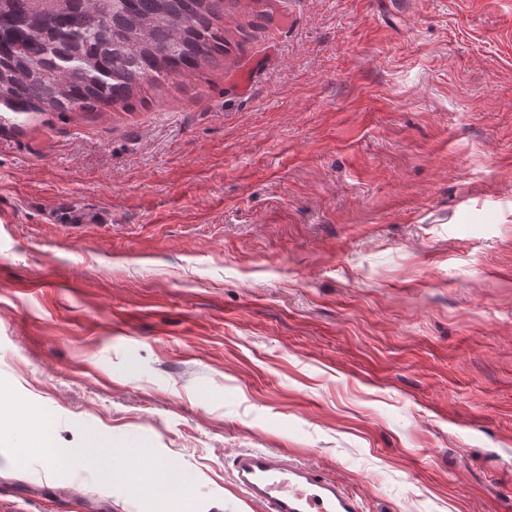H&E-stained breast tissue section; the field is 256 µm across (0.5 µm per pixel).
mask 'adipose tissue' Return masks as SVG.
Masks as SVG:
<instances>
[{"label":"adipose tissue","mask_w":512,"mask_h":512,"mask_svg":"<svg viewBox=\"0 0 512 512\" xmlns=\"http://www.w3.org/2000/svg\"><path fill=\"white\" fill-rule=\"evenodd\" d=\"M50 457L95 471L101 482L125 485L136 497L154 495L176 503L178 512H190L187 489L193 481L185 468L169 463L156 464L147 449L128 453L120 444H108L100 438H89L78 448H52Z\"/></svg>","instance_id":"ef3b65f1"}]
</instances>
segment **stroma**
Instances as JSON below:
<instances>
[{
  "mask_svg": "<svg viewBox=\"0 0 512 512\" xmlns=\"http://www.w3.org/2000/svg\"><path fill=\"white\" fill-rule=\"evenodd\" d=\"M228 9L135 109L0 114V512L168 510L40 423L185 467L194 512H262L246 449L512 512V0Z\"/></svg>",
  "mask_w": 512,
  "mask_h": 512,
  "instance_id": "stroma-1",
  "label": "stroma"
}]
</instances>
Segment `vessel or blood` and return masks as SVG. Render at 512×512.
<instances>
[{
    "instance_id": "1",
    "label": "vessel or blood",
    "mask_w": 512,
    "mask_h": 512,
    "mask_svg": "<svg viewBox=\"0 0 512 512\" xmlns=\"http://www.w3.org/2000/svg\"><path fill=\"white\" fill-rule=\"evenodd\" d=\"M236 482L262 512H361L358 499L335 481L262 450L238 456Z\"/></svg>"
}]
</instances>
